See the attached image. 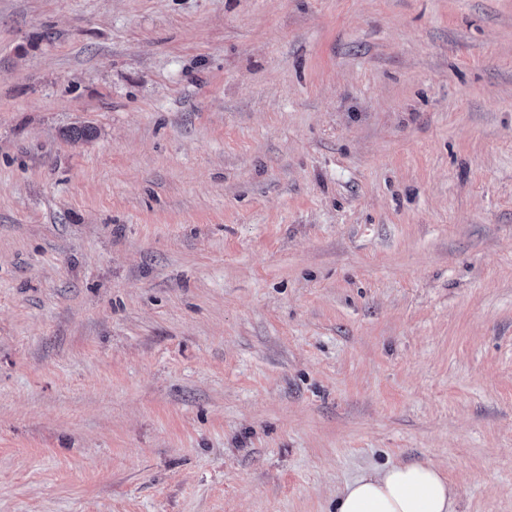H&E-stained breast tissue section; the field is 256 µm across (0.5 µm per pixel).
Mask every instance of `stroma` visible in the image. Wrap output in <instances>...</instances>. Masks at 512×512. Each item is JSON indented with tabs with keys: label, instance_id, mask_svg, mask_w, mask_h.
Returning <instances> with one entry per match:
<instances>
[{
	"label": "stroma",
	"instance_id": "35a3bbf8",
	"mask_svg": "<svg viewBox=\"0 0 512 512\" xmlns=\"http://www.w3.org/2000/svg\"><path fill=\"white\" fill-rule=\"evenodd\" d=\"M417 461L512 512V0H0V512Z\"/></svg>",
	"mask_w": 512,
	"mask_h": 512
}]
</instances>
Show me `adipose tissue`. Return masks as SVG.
I'll return each instance as SVG.
<instances>
[{"instance_id": "adipose-tissue-1", "label": "adipose tissue", "mask_w": 512, "mask_h": 512, "mask_svg": "<svg viewBox=\"0 0 512 512\" xmlns=\"http://www.w3.org/2000/svg\"><path fill=\"white\" fill-rule=\"evenodd\" d=\"M336 512H457V493L431 463L366 470L336 492Z\"/></svg>"}]
</instances>
